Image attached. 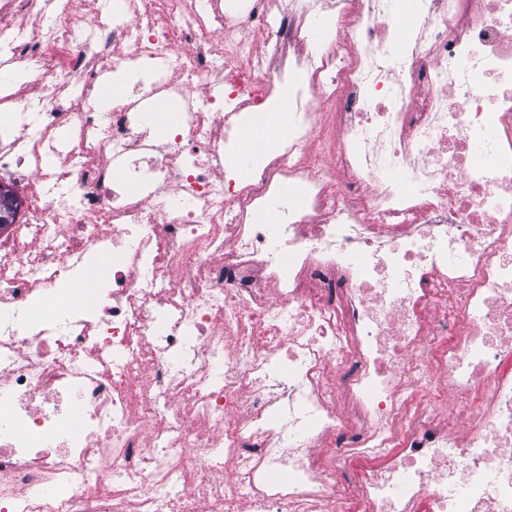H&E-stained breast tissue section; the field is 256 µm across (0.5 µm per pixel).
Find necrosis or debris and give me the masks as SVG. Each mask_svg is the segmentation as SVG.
<instances>
[{
  "mask_svg": "<svg viewBox=\"0 0 512 512\" xmlns=\"http://www.w3.org/2000/svg\"><path fill=\"white\" fill-rule=\"evenodd\" d=\"M94 2L0 0V512H512V0ZM284 107L280 105L275 110L271 111L268 115L261 118L255 125L244 132V139L246 143L245 153L251 156L254 151V147L258 143L265 142L267 140V132L269 130H275L278 135L282 133V129L279 127L276 114L282 112Z\"/></svg>",
  "mask_w": 512,
  "mask_h": 512,
  "instance_id": "1",
  "label": "necrosis or debris"
}]
</instances>
